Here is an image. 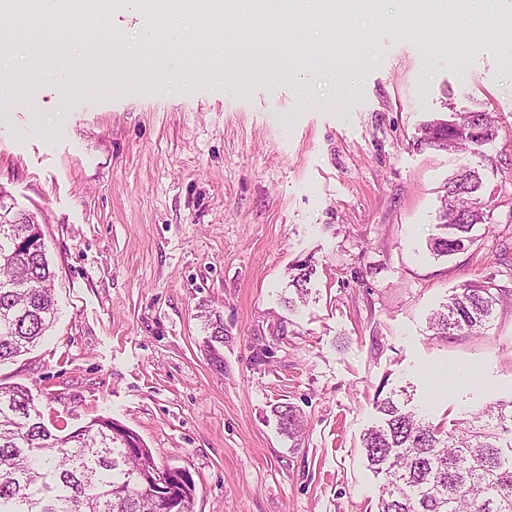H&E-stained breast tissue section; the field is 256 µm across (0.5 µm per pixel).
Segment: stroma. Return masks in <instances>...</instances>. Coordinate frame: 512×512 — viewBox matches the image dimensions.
I'll use <instances>...</instances> for the list:
<instances>
[{"instance_id":"35a3bbf8","label":"stroma","mask_w":512,"mask_h":512,"mask_svg":"<svg viewBox=\"0 0 512 512\" xmlns=\"http://www.w3.org/2000/svg\"><path fill=\"white\" fill-rule=\"evenodd\" d=\"M265 3L220 23L181 6L156 72L138 0H117L109 23L142 67L102 66L89 24L50 48L0 46V83L51 59L0 100V192L39 222L58 304L0 384L27 386L54 433L98 417L136 432L190 475L195 512H369L384 477L362 436L378 401L448 425L512 400V0H375L343 29ZM77 72L96 84L61 100ZM472 110L494 114V139L420 144L428 122ZM464 165L488 219L440 257L429 240ZM481 279L501 290L491 327L432 335V314ZM204 308L224 320L218 364ZM288 406L295 440L276 416Z\"/></svg>"}]
</instances>
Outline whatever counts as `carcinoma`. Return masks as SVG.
Segmentation results:
<instances>
[{"instance_id":"obj_1","label":"carcinoma","mask_w":512,"mask_h":512,"mask_svg":"<svg viewBox=\"0 0 512 512\" xmlns=\"http://www.w3.org/2000/svg\"><path fill=\"white\" fill-rule=\"evenodd\" d=\"M498 126L485 111L457 112L450 124L430 123L422 142L480 146ZM478 171L461 167L446 194L455 209L443 211L441 234L431 250L449 256L475 243V226L486 222ZM55 271L47 259L39 225L31 216L8 214L0 221V363L28 352L56 320L51 293ZM499 288L471 282L448 298L433 318L438 336H481L493 320ZM212 359L224 342V320L207 315ZM383 423L363 436L366 458L385 475L375 512H512V401H490L446 429L391 398L378 404ZM280 429L302 432V417L278 411ZM163 474L137 434L108 417L64 435L43 422L30 390L0 384V512H194L190 476Z\"/></svg>"}]
</instances>
